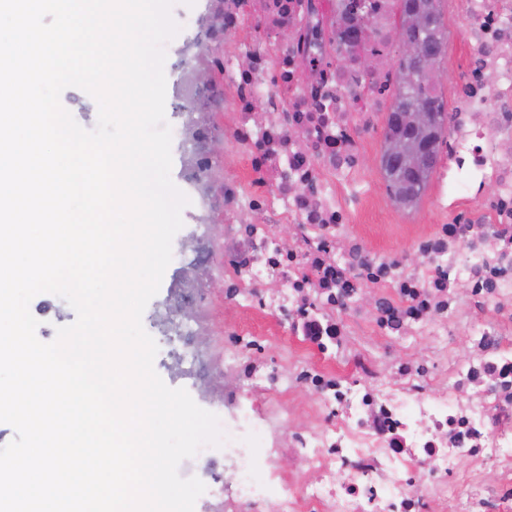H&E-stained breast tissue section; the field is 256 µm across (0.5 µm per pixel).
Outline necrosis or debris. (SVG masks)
Instances as JSON below:
<instances>
[{"instance_id": "1", "label": "necrosis or debris", "mask_w": 512, "mask_h": 512, "mask_svg": "<svg viewBox=\"0 0 512 512\" xmlns=\"http://www.w3.org/2000/svg\"><path fill=\"white\" fill-rule=\"evenodd\" d=\"M456 4L465 49L433 201L447 218L415 232L413 266L354 228L364 136L399 90L397 0H206L179 21L183 105L167 123L205 217L172 249L160 329L178 378L224 380L223 442L197 454L235 467L231 490L211 489L222 512H512V0ZM348 17L370 24L358 42ZM348 51L374 70L338 68ZM218 263L224 348L205 362ZM283 327L298 347L265 357ZM367 330L427 352L371 356L354 342Z\"/></svg>"}]
</instances>
